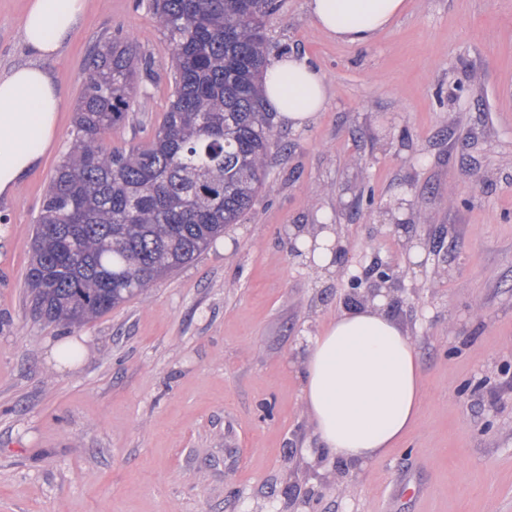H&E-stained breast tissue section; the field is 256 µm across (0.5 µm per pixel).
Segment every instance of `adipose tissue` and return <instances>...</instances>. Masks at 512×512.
<instances>
[{
  "label": "adipose tissue",
  "instance_id": "ef3b65f1",
  "mask_svg": "<svg viewBox=\"0 0 512 512\" xmlns=\"http://www.w3.org/2000/svg\"><path fill=\"white\" fill-rule=\"evenodd\" d=\"M317 27L336 40L367 45L404 10V0H308ZM85 0H30L20 23L26 61L0 73V197L12 196L57 132L63 94L48 61L77 33ZM264 97L278 118L301 129L324 109L328 85L307 58L270 59ZM301 263L333 271L336 236L301 235ZM304 395L323 448L364 463L383 456L416 420L420 371L406 333L386 312L366 306L341 313L310 341Z\"/></svg>",
  "mask_w": 512,
  "mask_h": 512
}]
</instances>
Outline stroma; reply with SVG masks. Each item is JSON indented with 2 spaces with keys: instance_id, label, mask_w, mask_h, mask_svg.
Masks as SVG:
<instances>
[{
  "instance_id": "1",
  "label": "stroma",
  "mask_w": 512,
  "mask_h": 512,
  "mask_svg": "<svg viewBox=\"0 0 512 512\" xmlns=\"http://www.w3.org/2000/svg\"><path fill=\"white\" fill-rule=\"evenodd\" d=\"M28 0H0V72L26 57ZM375 42H337L307 0H277L269 55L305 56L328 103L281 151L239 223L108 313L35 319L24 286L42 198L69 147L88 53L129 36L151 70L112 133L148 140L169 104L170 47L148 0H87L49 61L64 92L40 167L0 199V512H512V0H407ZM365 191L372 208L357 206ZM411 201L438 252L407 268L389 315L424 399L379 459L318 447L304 349L348 309L335 274L291 256L325 215L353 261L400 258L387 207ZM74 343L79 355L56 350Z\"/></svg>"
}]
</instances>
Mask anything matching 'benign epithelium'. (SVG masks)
<instances>
[{"label":"benign epithelium","mask_w":512,"mask_h":512,"mask_svg":"<svg viewBox=\"0 0 512 512\" xmlns=\"http://www.w3.org/2000/svg\"><path fill=\"white\" fill-rule=\"evenodd\" d=\"M329 227L334 233H339L337 224L332 226L327 224L292 225L293 232L288 234L291 255L295 257L301 255V251L296 245L299 234L304 232L313 237L319 231ZM386 229L388 235L404 238L402 253L405 255L416 245L429 246L428 239L417 234V225L405 224L394 215L391 216V223L386 225ZM349 253V246L341 243V237H336V247L334 248L336 277L346 281L347 298L350 304L364 306L373 303L378 297L385 299L388 307L395 302L402 301L401 294L405 293L406 289L400 287L403 271L398 265L384 263L374 257L368 265H360L353 269L349 263Z\"/></svg>","instance_id":"obj_1"}]
</instances>
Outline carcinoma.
I'll return each mask as SVG.
<instances>
[{"instance_id":"obj_1","label":"carcinoma","mask_w":512,"mask_h":512,"mask_svg":"<svg viewBox=\"0 0 512 512\" xmlns=\"http://www.w3.org/2000/svg\"><path fill=\"white\" fill-rule=\"evenodd\" d=\"M170 46V104L153 136L112 145L139 55L114 34L86 60L70 149L45 192L25 282L49 323L97 318L239 223L278 148L260 82L274 0H151Z\"/></svg>"}]
</instances>
